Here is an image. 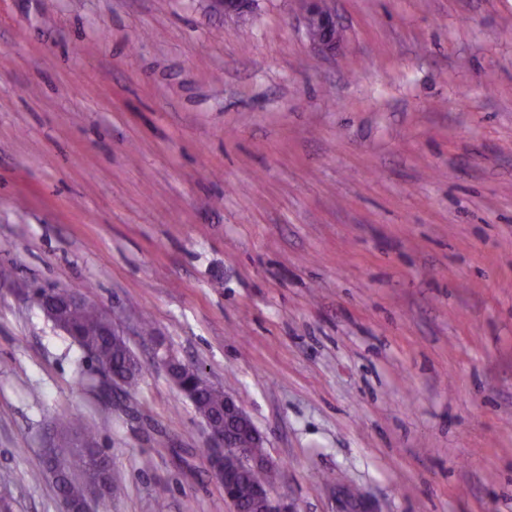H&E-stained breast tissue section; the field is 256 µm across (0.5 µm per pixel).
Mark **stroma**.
<instances>
[{"mask_svg": "<svg viewBox=\"0 0 512 512\" xmlns=\"http://www.w3.org/2000/svg\"><path fill=\"white\" fill-rule=\"evenodd\" d=\"M0 0V494L58 422L111 512H232L160 362L233 397L298 512H512V0ZM84 293L129 393L29 300ZM150 326L152 339L141 336ZM306 4V35L320 53L334 54L341 41L336 15L328 6L330 0H302Z\"/></svg>", "mask_w": 512, "mask_h": 512, "instance_id": "obj_1", "label": "stroma"}]
</instances>
